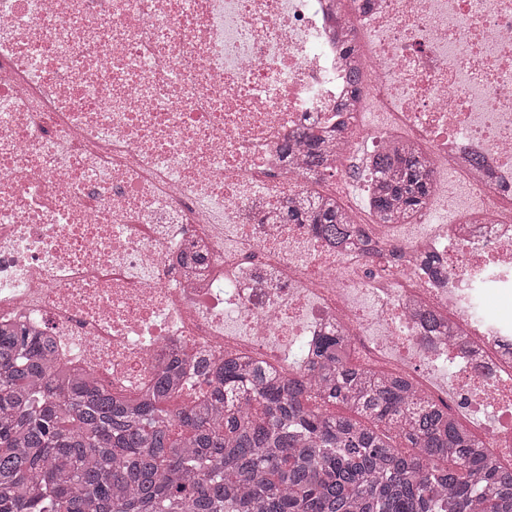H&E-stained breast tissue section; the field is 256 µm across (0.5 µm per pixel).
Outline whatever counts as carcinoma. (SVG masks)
<instances>
[{"label": "carcinoma", "mask_w": 512, "mask_h": 512, "mask_svg": "<svg viewBox=\"0 0 512 512\" xmlns=\"http://www.w3.org/2000/svg\"><path fill=\"white\" fill-rule=\"evenodd\" d=\"M325 142L315 128L299 141L311 175L328 168ZM371 166L382 222L426 206L420 148L395 141ZM284 220L338 248L358 241L331 198ZM485 448L447 406L357 364L337 333L297 375L179 357L116 396L59 362L49 337L0 327V512H512V471Z\"/></svg>", "instance_id": "cac0c4a2"}]
</instances>
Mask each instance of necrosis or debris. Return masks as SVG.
Returning <instances> with one entry per match:
<instances>
[{"label": "necrosis or debris", "instance_id": "necrosis-or-debris-1", "mask_svg": "<svg viewBox=\"0 0 512 512\" xmlns=\"http://www.w3.org/2000/svg\"><path fill=\"white\" fill-rule=\"evenodd\" d=\"M329 5L0 0V324L115 393L185 348L292 373L338 330L512 468V0ZM312 127L338 131L314 177L282 154ZM392 139L434 169L405 224L369 207ZM312 194L401 261L281 223Z\"/></svg>", "mask_w": 512, "mask_h": 512}]
</instances>
